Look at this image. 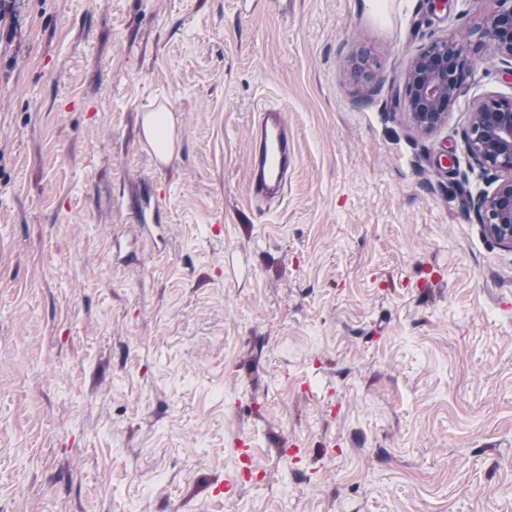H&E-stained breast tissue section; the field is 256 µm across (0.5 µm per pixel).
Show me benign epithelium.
Returning a JSON list of instances; mask_svg holds the SVG:
<instances>
[{
  "label": "benign epithelium",
  "mask_w": 512,
  "mask_h": 512,
  "mask_svg": "<svg viewBox=\"0 0 512 512\" xmlns=\"http://www.w3.org/2000/svg\"><path fill=\"white\" fill-rule=\"evenodd\" d=\"M485 36L512 65V0H495ZM473 60L464 43H431L405 78V96L415 126L429 132L442 124L458 91L471 76ZM465 149L483 170L495 172L496 187L481 194L475 210L484 231L512 248V97L489 96L474 105L465 132Z\"/></svg>",
  "instance_id": "obj_1"
}]
</instances>
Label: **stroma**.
<instances>
[{
  "instance_id": "35a3bbf8",
  "label": "stroma",
  "mask_w": 512,
  "mask_h": 512,
  "mask_svg": "<svg viewBox=\"0 0 512 512\" xmlns=\"http://www.w3.org/2000/svg\"><path fill=\"white\" fill-rule=\"evenodd\" d=\"M494 9L21 0L0 45V512H512V249L475 216L494 175L463 144L473 105L512 97ZM446 38L476 64L424 133L404 81ZM268 106L298 159L253 202Z\"/></svg>"
}]
</instances>
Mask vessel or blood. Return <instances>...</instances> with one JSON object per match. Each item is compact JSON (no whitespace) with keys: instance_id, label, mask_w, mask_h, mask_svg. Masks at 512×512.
Masks as SVG:
<instances>
[{"instance_id":"b4317fda","label":"vessel or blood","mask_w":512,"mask_h":512,"mask_svg":"<svg viewBox=\"0 0 512 512\" xmlns=\"http://www.w3.org/2000/svg\"><path fill=\"white\" fill-rule=\"evenodd\" d=\"M249 154L251 193L255 200L280 197L288 168L296 160L294 143L280 111L267 110L253 127Z\"/></svg>"}]
</instances>
